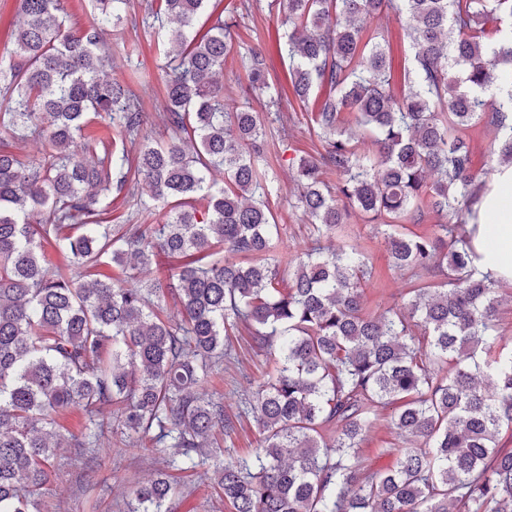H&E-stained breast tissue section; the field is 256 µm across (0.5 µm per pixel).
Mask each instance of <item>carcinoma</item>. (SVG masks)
Here are the masks:
<instances>
[{
    "mask_svg": "<svg viewBox=\"0 0 512 512\" xmlns=\"http://www.w3.org/2000/svg\"><path fill=\"white\" fill-rule=\"evenodd\" d=\"M125 5L95 0L74 29L63 0H17L15 60L0 65V127L49 144L35 162L0 146V512H52L57 450L84 465L108 433L173 449L133 486L128 512H170L169 472L200 468L231 512H512V452L498 446L512 427V349L497 331L501 280L473 244L485 182L467 142L472 127L494 130L490 160L512 166V0H285L280 51L324 142L291 163L312 227L292 258L277 249L258 113L224 104L235 11L158 0L153 18L173 24L160 75L170 139L159 141L133 86L108 74L101 33ZM384 13L405 21L410 55L371 28ZM244 66L249 91L278 106L264 56ZM93 115L115 135L85 140L77 159ZM140 177L151 188L141 209L165 220L109 223L99 197ZM427 210L445 222L406 232ZM355 212L408 276L378 314L365 306L364 252L332 245ZM161 256L162 276L141 279ZM241 328L273 368L250 405L262 446L226 462L224 403L199 387L221 376L224 338ZM386 406L409 447L395 469L366 473L359 448ZM72 409L85 418L78 435L59 422Z\"/></svg>",
    "mask_w": 512,
    "mask_h": 512,
    "instance_id": "obj_1",
    "label": "carcinoma"
}]
</instances>
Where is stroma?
Segmentation results:
<instances>
[{
    "label": "stroma",
    "instance_id": "1",
    "mask_svg": "<svg viewBox=\"0 0 512 512\" xmlns=\"http://www.w3.org/2000/svg\"><path fill=\"white\" fill-rule=\"evenodd\" d=\"M237 28L234 53L224 62V98L228 104L243 103L247 97L248 78L240 58L249 51L263 53L266 79L281 90L279 107L260 108V120L266 131L267 156L264 169L275 190L269 205L281 226L280 252L295 254L310 244L307 216L298 204V190L291 178L293 158L321 150L322 144L311 128V114L286 90L288 60L275 46V35L285 18L283 0H231ZM152 0H131L130 21L107 35L112 45V75L120 80L133 79L146 113V127L159 134L165 130L164 92L160 81L165 58L162 36L151 11ZM145 181L130 180L121 193L103 196L100 205L108 209L116 224H155L159 218L140 212L138 202L147 198ZM350 236H337V244L354 240L361 244L374 277L365 290L370 312L378 313L397 301L407 286L406 279L390 268L389 254L372 224L360 216L349 221ZM231 359L224 362L223 382L217 388L223 397L224 415L232 428L224 435V458L233 460L252 452L261 444V429L253 414L245 413V403L256 390L265 370L266 355L250 336L230 339ZM388 411L378 417L361 444L362 465L369 472H386L396 467L401 439L388 423ZM69 449L58 451L50 484L59 512H124V501L130 487L146 480L161 468L163 454L134 447L121 438H113L107 454L97 464L75 467L70 463ZM181 494L175 500L174 512H230L213 481L202 480L195 472L174 475Z\"/></svg>",
    "mask_w": 512,
    "mask_h": 512
}]
</instances>
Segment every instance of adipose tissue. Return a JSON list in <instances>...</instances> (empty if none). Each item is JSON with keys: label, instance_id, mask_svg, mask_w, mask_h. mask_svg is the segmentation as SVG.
<instances>
[{"label": "adipose tissue", "instance_id": "ef3b65f1", "mask_svg": "<svg viewBox=\"0 0 512 512\" xmlns=\"http://www.w3.org/2000/svg\"><path fill=\"white\" fill-rule=\"evenodd\" d=\"M475 246L485 268L512 280V168L497 171L482 198Z\"/></svg>", "mask_w": 512, "mask_h": 512}]
</instances>
